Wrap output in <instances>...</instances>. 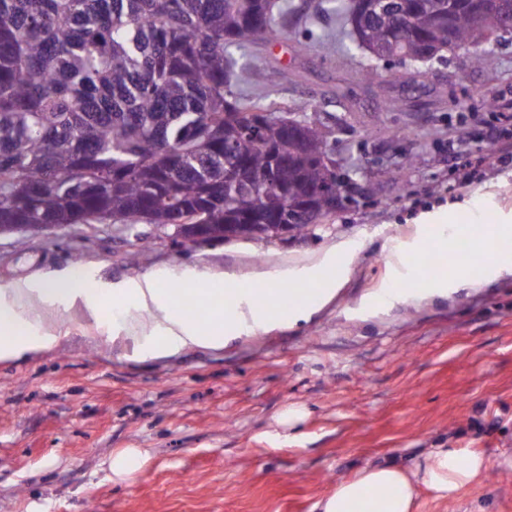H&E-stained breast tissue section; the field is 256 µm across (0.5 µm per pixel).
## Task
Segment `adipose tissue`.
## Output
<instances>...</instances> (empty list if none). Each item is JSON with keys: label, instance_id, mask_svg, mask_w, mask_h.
I'll list each match as a JSON object with an SVG mask.
<instances>
[{"label": "adipose tissue", "instance_id": "1", "mask_svg": "<svg viewBox=\"0 0 512 512\" xmlns=\"http://www.w3.org/2000/svg\"><path fill=\"white\" fill-rule=\"evenodd\" d=\"M504 233L500 225L486 224L466 248L456 250L447 269L430 277V295L476 287L467 264L489 257L490 269L512 271V254L494 256V245ZM254 286L233 279L196 277L188 293L200 305L191 314L175 306L170 292L156 277L90 287L81 265L71 264L38 273L0 289V360H10L56 343L43 323L54 310L84 304L93 317L107 309L120 310L132 333L136 351L144 357H163L191 347H223L242 327L263 328L277 319L279 309L246 306ZM491 463L478 453L437 446L424 449L410 465L368 463L335 490L316 500L311 512H416L419 486L431 489L437 500H456L461 491L478 482Z\"/></svg>", "mask_w": 512, "mask_h": 512}]
</instances>
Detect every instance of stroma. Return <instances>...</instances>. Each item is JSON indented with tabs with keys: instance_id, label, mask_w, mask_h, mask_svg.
Masks as SVG:
<instances>
[{
	"instance_id": "obj_1",
	"label": "stroma",
	"mask_w": 512,
	"mask_h": 512,
	"mask_svg": "<svg viewBox=\"0 0 512 512\" xmlns=\"http://www.w3.org/2000/svg\"><path fill=\"white\" fill-rule=\"evenodd\" d=\"M278 6L297 10L281 36L232 51L242 64L268 60L238 92L333 130L348 195L336 214L300 235L192 248L144 223L2 234L0 285L74 262L95 286L250 278L315 266L340 243L349 258L335 295L315 301L309 320L283 315L223 348L156 359L135 357L112 316L58 310V344L0 361V512H310L365 463H408L441 441L491 467L454 504L419 489L417 512H503L512 498V274L474 268L480 286L445 300L392 293L447 265L428 235L432 213L512 229V132L501 118L512 108V34L408 68L372 62L332 0L318 12L309 0ZM480 51L493 69L472 67ZM422 249L429 266L399 263L398 252ZM290 408L303 420L279 424ZM472 420L482 434L468 432ZM128 448L147 459L113 479L107 463Z\"/></svg>"
}]
</instances>
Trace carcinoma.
Masks as SVG:
<instances>
[{"label":"carcinoma","mask_w":512,"mask_h":512,"mask_svg":"<svg viewBox=\"0 0 512 512\" xmlns=\"http://www.w3.org/2000/svg\"><path fill=\"white\" fill-rule=\"evenodd\" d=\"M273 0H0V223L276 224L306 230L341 179L331 130L250 128L227 51L273 40ZM357 48L438 54L486 29L467 0H361ZM241 174L224 183V172Z\"/></svg>","instance_id":"obj_1"}]
</instances>
